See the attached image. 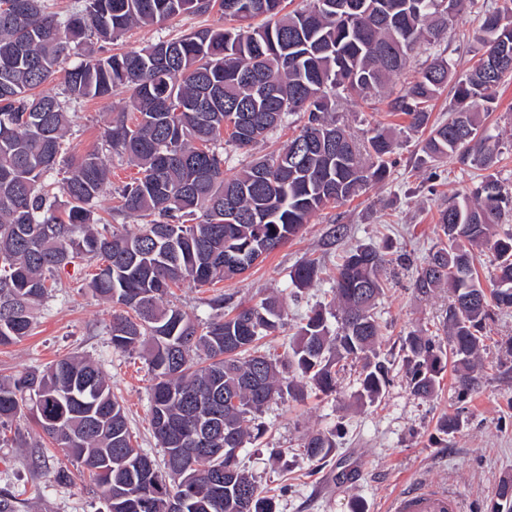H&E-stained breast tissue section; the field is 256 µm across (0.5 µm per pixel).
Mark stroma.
Masks as SVG:
<instances>
[{"mask_svg":"<svg viewBox=\"0 0 512 512\" xmlns=\"http://www.w3.org/2000/svg\"><path fill=\"white\" fill-rule=\"evenodd\" d=\"M502 4L503 0H478L477 7L451 18L440 44L420 46L404 72L392 78L390 90L413 81L437 52L450 59L457 72L471 67L479 57L478 10ZM223 24L217 12L181 14L133 27L109 49L137 50L202 26ZM387 103L383 94L366 99L340 97L335 115L360 139L377 123L394 131L397 147L388 180L366 186L354 200L327 205L295 238L242 276L203 288L187 284L175 289L172 297L175 305L202 322L213 316L209 302L220 295L236 302H256L272 294L283 297L288 327L265 344L267 350L281 354L301 317L331 301L333 274L346 249L370 244L385 248L393 259L405 258L404 263L387 267L385 293L375 309L383 327L380 348L393 362L392 380L381 402L357 405L360 366L347 365L336 393L328 398L271 402L262 416L265 435L242 450L245 468L274 491L277 512H385L394 495L421 480L457 491L462 512H490L497 484L512 478V312L499 314L489 323L481 383L465 405H458L454 398L450 371L432 398L415 397L408 388L401 365L402 336L421 331L440 343L448 341L443 329L448 291L440 288L419 294L414 287L416 270L440 242L439 210L467 194L481 172L461 168L450 158L440 163L439 178L430 179L428 168L417 161L422 134L408 130L405 116L389 112ZM127 109L128 94L123 90L69 104L72 123L64 139L68 159L102 150L103 129ZM483 120L499 140L497 176L512 188V79L499 87L493 109ZM338 225L344 233L335 239L331 232ZM306 258L317 259L321 273L301 298H290L289 272ZM90 279L91 269L84 265L55 272L56 287L38 307L29 336L0 346V379L45 369L66 356L90 359L122 401L140 447L152 459H161L149 425L147 362L140 354L113 349V308L92 292ZM455 412L463 421L459 431L438 434V420ZM336 426L342 427L343 435L326 459L311 462L303 457L301 443L306 434ZM274 448L283 450L282 459L271 456ZM61 469L67 471L68 482L57 481ZM0 489L22 501L21 512H102L104 508L81 465L59 452L26 413L0 432Z\"/></svg>","mask_w":512,"mask_h":512,"instance_id":"35a3bbf8","label":"stroma"}]
</instances>
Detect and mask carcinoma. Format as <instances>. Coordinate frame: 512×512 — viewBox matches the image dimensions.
I'll return each mask as SVG.
<instances>
[{
	"mask_svg": "<svg viewBox=\"0 0 512 512\" xmlns=\"http://www.w3.org/2000/svg\"><path fill=\"white\" fill-rule=\"evenodd\" d=\"M80 2L61 17L45 0H0V345L29 335L35 307L53 287L50 274L101 259L89 287L119 307L112 315L113 348L147 357L149 422L164 469L134 444L100 368L78 356L0 380V426L33 412L43 433L91 474L107 512H169L168 469L192 444L173 442L164 427L187 431L200 424L224 452L196 450L197 490L180 500L179 512H276L236 449L262 437L259 418L271 400L304 399L294 373L329 395L345 364L358 362V401H381L391 363L379 349L374 306L384 293L387 253L374 245L351 249L332 287L338 311L312 310L281 358L261 350L262 340L288 324L280 298L238 304L228 313L217 298V314L203 327L163 299L187 280L202 287L234 279L322 207L383 181L394 134L377 125L357 141L332 115L336 97L385 89L469 0H357L354 12L347 0H308L292 11L288 0ZM213 10L235 25L198 28L135 51H91L134 26ZM479 30L480 57L471 69L458 74L438 54L389 103L411 129L427 132L421 164L454 158L487 171L470 194L439 210L444 240L414 281L422 294L446 288L451 297L443 322L448 349L419 332L402 338L409 388L419 398L437 392L450 357L457 399L472 395L481 379V331L493 311L512 309V233L494 238L495 226L512 216V190L494 172L497 136L478 112L491 108L496 89L512 77V62L500 61L504 53L512 56V0L484 10ZM72 54L81 60L65 70L64 96L37 92ZM450 82L448 119L433 122L429 103ZM116 88L130 93L132 116L115 119L103 140L137 176L119 189L113 210L147 223L134 233L103 234L93 203L111 184L104 158L83 155L61 183L48 176L65 164L69 103L110 96ZM294 112L303 113L304 124L286 146L224 177L222 145L252 146ZM488 244L496 270L489 292L476 271ZM317 279L312 260L289 273L298 293ZM338 436L337 429L306 434L303 455L325 459ZM219 475L220 502L208 491ZM492 512H512L511 478L496 486Z\"/></svg>",
	"mask_w": 512,
	"mask_h": 512,
	"instance_id": "carcinoma-1",
	"label": "carcinoma"
}]
</instances>
